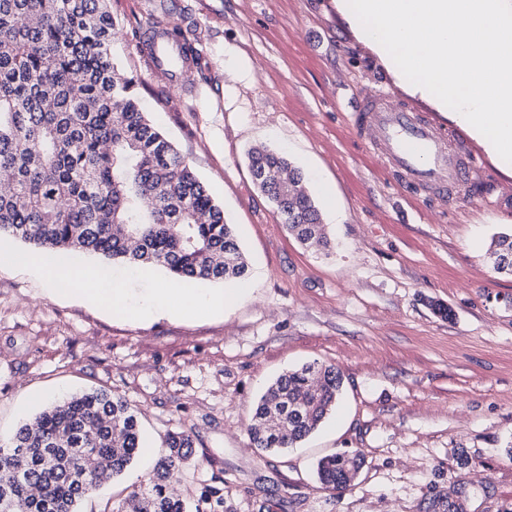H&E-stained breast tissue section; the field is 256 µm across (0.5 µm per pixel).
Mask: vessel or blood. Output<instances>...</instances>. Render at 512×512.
Returning <instances> with one entry per match:
<instances>
[{
    "label": "vessel or blood",
    "instance_id": "1",
    "mask_svg": "<svg viewBox=\"0 0 512 512\" xmlns=\"http://www.w3.org/2000/svg\"><path fill=\"white\" fill-rule=\"evenodd\" d=\"M354 102L356 131L372 136L373 148L405 184L427 189L451 206L474 193L472 173L481 161L459 131L444 128L407 105L391 103L382 93L360 90Z\"/></svg>",
    "mask_w": 512,
    "mask_h": 512
}]
</instances>
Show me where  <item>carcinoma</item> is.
I'll list each match as a JSON object with an SVG mask.
<instances>
[{
	"label": "carcinoma",
	"instance_id": "obj_1",
	"mask_svg": "<svg viewBox=\"0 0 512 512\" xmlns=\"http://www.w3.org/2000/svg\"><path fill=\"white\" fill-rule=\"evenodd\" d=\"M108 0H0V238L67 257L93 252L132 266H159L180 280L242 282L248 262L224 210L183 157L145 117L134 80L112 59ZM256 185L289 234L328 246L321 214L288 159L264 147L249 156ZM493 270L512 275V232L490 245ZM342 377L317 361L281 375L248 427L263 451L290 448L335 407ZM154 475L130 492L137 512H187L168 494L182 480L194 442L166 439ZM134 410L93 392L46 407L0 444V512H79L99 477L121 475L140 454ZM363 459L318 462L327 489L346 488ZM224 494L200 488L195 512H218Z\"/></svg>",
	"mask_w": 512,
	"mask_h": 512
}]
</instances>
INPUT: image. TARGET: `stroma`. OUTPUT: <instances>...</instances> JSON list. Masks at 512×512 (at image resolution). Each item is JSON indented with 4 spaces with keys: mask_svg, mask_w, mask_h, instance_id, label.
<instances>
[{
    "mask_svg": "<svg viewBox=\"0 0 512 512\" xmlns=\"http://www.w3.org/2000/svg\"><path fill=\"white\" fill-rule=\"evenodd\" d=\"M110 11L114 59L234 225L249 275L224 312L143 318L164 269L72 255L120 275L117 311L29 265L0 264V443L45 405L106 390L136 411L153 453L81 512L146 482L181 431L194 441L181 499L219 486L222 512H512V275L489 254L512 228V195L498 193L512 188V164L473 139L487 195L450 209L406 187L355 131L357 89L454 123L406 92L335 0H110ZM155 20L193 41L182 82L143 59ZM260 145L302 172L330 249L282 227L248 166ZM312 361L341 372L335 410L297 447H253L257 400ZM337 452L365 458L342 492L314 471Z\"/></svg>",
    "mask_w": 512,
    "mask_h": 512,
    "instance_id": "obj_1",
    "label": "stroma"
}]
</instances>
